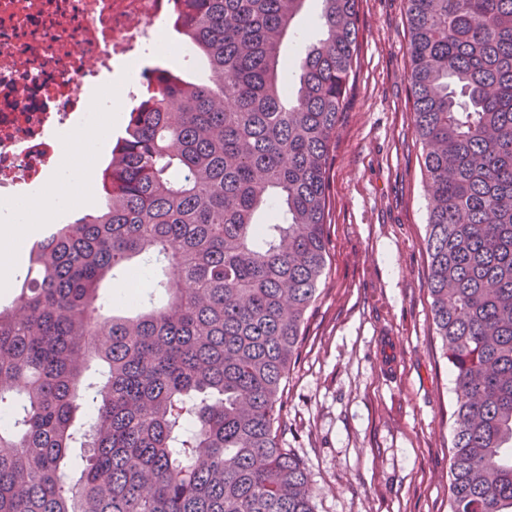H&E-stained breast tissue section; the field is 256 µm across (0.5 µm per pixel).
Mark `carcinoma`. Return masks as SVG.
<instances>
[{"label": "carcinoma", "instance_id": "cac0c4a2", "mask_svg": "<svg viewBox=\"0 0 512 512\" xmlns=\"http://www.w3.org/2000/svg\"><path fill=\"white\" fill-rule=\"evenodd\" d=\"M185 2L201 74L146 71L100 208L34 243L0 306V512H315L282 411L330 252L359 0H321L292 71L306 0ZM404 3L432 322L457 394L449 512H512V0ZM153 265L164 305L105 309L102 288Z\"/></svg>", "mask_w": 512, "mask_h": 512}]
</instances>
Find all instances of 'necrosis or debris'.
<instances>
[{
    "mask_svg": "<svg viewBox=\"0 0 512 512\" xmlns=\"http://www.w3.org/2000/svg\"><path fill=\"white\" fill-rule=\"evenodd\" d=\"M182 0H0V201L42 191L60 134L96 125L83 87L140 66Z\"/></svg>",
    "mask_w": 512,
    "mask_h": 512,
    "instance_id": "4bbe7bcc",
    "label": "necrosis or debris"
}]
</instances>
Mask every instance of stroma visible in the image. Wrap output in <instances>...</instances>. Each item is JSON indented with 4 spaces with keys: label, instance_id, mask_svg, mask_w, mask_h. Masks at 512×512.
Wrapping results in <instances>:
<instances>
[{
    "label": "stroma",
    "instance_id": "35a3bbf8",
    "mask_svg": "<svg viewBox=\"0 0 512 512\" xmlns=\"http://www.w3.org/2000/svg\"><path fill=\"white\" fill-rule=\"evenodd\" d=\"M329 172V263L288 373L285 447L316 512H448L454 383L427 289L403 0H360Z\"/></svg>",
    "mask_w": 512,
    "mask_h": 512
}]
</instances>
